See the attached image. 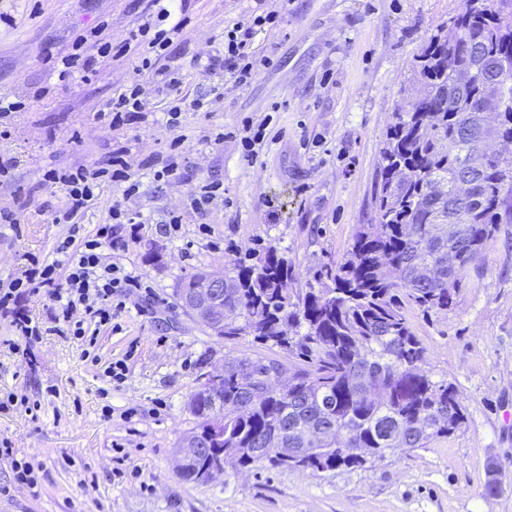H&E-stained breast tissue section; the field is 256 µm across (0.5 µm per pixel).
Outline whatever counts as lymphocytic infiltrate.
<instances>
[{
  "mask_svg": "<svg viewBox=\"0 0 512 512\" xmlns=\"http://www.w3.org/2000/svg\"><path fill=\"white\" fill-rule=\"evenodd\" d=\"M152 6L149 17L119 39L77 36L71 53L61 60L58 79L66 82L76 76L88 78L103 58L136 59L127 90L113 97L101 112L106 129L122 127L138 118L145 108L148 90L170 91L179 84L171 68L158 65L174 32L169 21L177 10L176 0H152ZM206 68L224 70L240 85L254 79L259 65L252 48L251 27L236 24L225 29L224 55L210 59ZM46 179L51 183L64 182L68 187L66 207L54 221L68 225L69 230L54 244L53 259L31 260L21 277L0 288V319L6 321L10 333L7 345L14 353L25 356L43 330L21 308L22 299L44 294L53 297L58 305L57 321L66 324L70 336L90 347L95 343L94 327L111 324L114 315L124 309L125 289L142 285L140 277L108 257L109 251L120 247L112 236L113 225H128L130 238H137L144 222L140 213L116 201L110 210L109 223L98 225L87 234L81 231L82 217L94 203V188L99 180L107 179L122 186L124 196L137 193L139 186L130 173L125 151H115L109 162L100 167H79L65 173L48 171Z\"/></svg>",
  "mask_w": 512,
  "mask_h": 512,
  "instance_id": "1",
  "label": "lymphocytic infiltrate"
}]
</instances>
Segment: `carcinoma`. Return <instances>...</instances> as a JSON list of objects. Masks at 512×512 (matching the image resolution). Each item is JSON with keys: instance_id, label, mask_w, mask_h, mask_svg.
Wrapping results in <instances>:
<instances>
[{"instance_id": "1", "label": "carcinoma", "mask_w": 512, "mask_h": 512, "mask_svg": "<svg viewBox=\"0 0 512 512\" xmlns=\"http://www.w3.org/2000/svg\"><path fill=\"white\" fill-rule=\"evenodd\" d=\"M450 25L504 77L459 84L464 43L448 38ZM410 81L415 99L394 114L381 151L374 223L358 226L343 260L320 265L315 284L296 288L298 272L276 246L253 264L224 253L239 312L205 325L208 335L249 337L284 356L229 359L220 386L199 384L188 397L198 419L189 437H203L224 411V451L237 453L235 469L365 468L466 423L453 384L425 369L407 309L453 310L485 244L512 224V0H463L416 55ZM282 372L288 390L277 391L271 382ZM307 423L334 430L292 465L280 449L295 447L294 432ZM217 458L199 448L179 475L195 482ZM498 469L488 468L487 496L501 491Z\"/></svg>"}]
</instances>
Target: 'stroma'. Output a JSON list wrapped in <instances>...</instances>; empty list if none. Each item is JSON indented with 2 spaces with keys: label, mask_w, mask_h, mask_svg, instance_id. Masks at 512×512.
Listing matches in <instances>:
<instances>
[{
  "label": "stroma",
  "mask_w": 512,
  "mask_h": 512,
  "mask_svg": "<svg viewBox=\"0 0 512 512\" xmlns=\"http://www.w3.org/2000/svg\"><path fill=\"white\" fill-rule=\"evenodd\" d=\"M148 0H0V90L25 101L0 136V284L34 258L50 256L67 232L53 223L68 197L49 170L102 165L125 149L140 183L128 205L147 223L118 258L148 294L128 301L102 329L95 357L54 331L57 304L43 295L25 307L45 333L29 356L11 351L0 323V397L39 402L37 417L0 412V444L38 467L39 488L17 484L0 462V512H512V224L500 225L463 285L454 310H409L426 347L425 368L452 383L464 428L371 468L324 473L258 468L208 482L174 469L177 446L197 420L185 408L201 373L224 359L278 352L244 339L209 336L176 306L178 283L197 269L220 272L224 253L255 262L271 244L286 252L307 287L317 267L341 260L356 225L368 223L380 151L395 111L410 101V67L436 25L461 0H185V24L162 57L177 68L182 94L206 97L205 71L222 54L225 28L276 12L277 28L255 26L252 44L269 56L249 84L224 82L211 111L167 123V100L151 95L137 122L106 130L99 112L129 84L134 62L104 58L90 79L57 82V63L82 30L108 21L121 36ZM266 124L256 160L238 138L245 121ZM225 132L215 144L217 132ZM182 137L176 172L158 179L170 143ZM224 196L205 213L188 210L203 184ZM180 210L177 232L161 225ZM127 358L121 386L104 375ZM504 469L503 491L483 494L488 462Z\"/></svg>",
  "instance_id": "obj_1"
}]
</instances>
